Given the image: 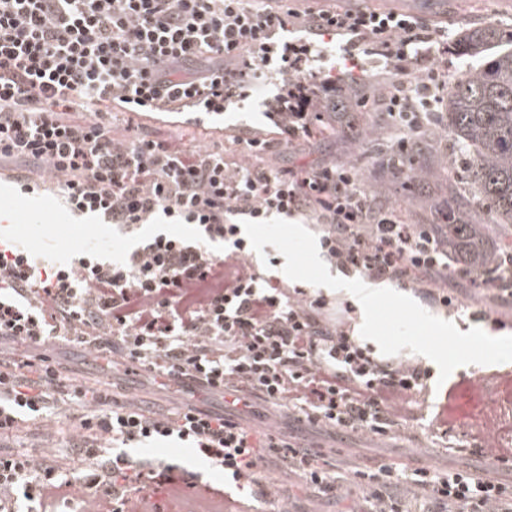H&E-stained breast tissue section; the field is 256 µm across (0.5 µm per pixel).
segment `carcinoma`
<instances>
[{"label":"carcinoma","mask_w":512,"mask_h":512,"mask_svg":"<svg viewBox=\"0 0 512 512\" xmlns=\"http://www.w3.org/2000/svg\"><path fill=\"white\" fill-rule=\"evenodd\" d=\"M512 31L494 22L464 23L458 32L456 54L468 64L448 86L441 125L453 142L448 161L432 163L426 140L419 137L402 152L387 144L381 128L367 123L359 141L372 148L381 176L401 182L409 192L420 189L433 167L453 174L464 166L472 191L448 182V198L435 205L446 220L448 251L475 281L487 279L502 264L506 248L487 243V226L512 224ZM388 94L365 75L351 73L335 81L328 112H375Z\"/></svg>","instance_id":"carcinoma-1"}]
</instances>
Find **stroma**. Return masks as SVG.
I'll use <instances>...</instances> for the list:
<instances>
[{
    "mask_svg": "<svg viewBox=\"0 0 512 512\" xmlns=\"http://www.w3.org/2000/svg\"><path fill=\"white\" fill-rule=\"evenodd\" d=\"M426 0H379L381 10L406 11L426 19L427 23L447 30L449 36H456L461 21L484 23L495 21L512 25V5L505 0H453L454 17L443 18L428 14ZM282 89V82L275 67L259 71L253 79L249 97L231 105L224 116V129L206 131L204 126H177L143 119L142 124L148 135L158 139L181 137L190 140L198 149L221 150L228 144L230 135L251 128H266L264 117L268 100L276 97ZM274 163L286 166L291 162L334 161L354 165L362 175L364 183H371L374 165L364 155L358 141L347 138H326L293 152L275 151ZM15 168L6 164L0 166V231L7 233L28 245L46 263H62L91 242H97L103 234L101 224L87 217H78L69 212L63 199L54 191L51 183L35 185L33 192L22 191L14 178ZM448 177L440 175L432 179L425 194L404 192L399 183L389 180L376 204L389 208L407 224H430L436 216L430 204L436 196H447ZM448 288L457 300L454 308L441 312V319L455 323L460 331H469L480 326L487 334L512 335V301H498L479 290L456 271L448 273ZM46 352L52 353L76 383L110 380L119 399L167 408L183 395L178 382L164 387L148 384L143 369L121 359H100L85 357L82 349L73 344L52 342L46 345ZM497 392L496 403L487 400V387ZM512 410V362L484 365L481 368L465 365L455 369L441 386H430L417 412L410 436L396 442L373 438L359 433L329 437L301 431L307 441L322 444L326 451L355 448L361 456L372 463L388 461L399 463L414 462L418 466L442 468L448 465L464 466L486 472L492 476L504 477L508 471L502 464L503 458L512 459V430L507 429L502 419L504 412ZM447 423L446 432L435 429L436 418ZM497 439L501 460H490L475 454L484 436ZM280 483L286 488L283 499L260 504L251 500V508L266 506L268 512H349L352 496L356 489L343 487L336 498L321 502L314 501L298 478L280 476ZM198 499L194 490L185 489L178 497L170 496L165 487L152 485L142 491H134L130 504L124 505L123 512H194Z\"/></svg>",
    "mask_w": 512,
    "mask_h": 512,
    "instance_id": "stroma-1",
    "label": "stroma"
}]
</instances>
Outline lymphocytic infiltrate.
<instances>
[{
  "label": "lymphocytic infiltrate",
  "instance_id": "lymphocytic-infiltrate-1",
  "mask_svg": "<svg viewBox=\"0 0 512 512\" xmlns=\"http://www.w3.org/2000/svg\"><path fill=\"white\" fill-rule=\"evenodd\" d=\"M295 25L310 41L277 49V29ZM348 37L347 59L377 55L414 75L391 115L403 138L435 119L448 80L442 30L398 10L336 8L300 12L277 0H0V163L17 165L22 190L53 179L76 215L93 214L130 233L143 224H188L195 237L140 238L119 264L87 254L45 268L0 234V434L52 415L75 413L81 431L73 457L83 483L123 501L133 485L162 479L171 495L198 477L145 457L176 442L224 475L245 496H278L264 480L269 463L301 479L317 500L344 481L313 446L291 433H362L398 438L415 417L429 368L362 343L352 307L323 294L287 290L249 262L245 220L272 215L315 220L326 260L343 274L392 281L429 306L453 299L441 286L448 241L427 224L400 222L380 209L350 164L296 168L242 165L183 139H154L139 122L149 112H220L272 57L290 88L287 111L269 113L277 141L237 136L248 155L294 148L315 137L323 113L302 67L324 37ZM431 66L421 73L420 60ZM83 348L91 360L117 352L159 377L227 397L223 412L178 405L156 415L113 404L109 390L67 387L43 354L49 340ZM34 349L31 357L4 350ZM269 408L266 431L235 413L246 396ZM352 512H512V482L469 469L393 463L355 469ZM62 480L54 438L38 452L0 450V504L75 493Z\"/></svg>",
  "mask_w": 512,
  "mask_h": 512
}]
</instances>
